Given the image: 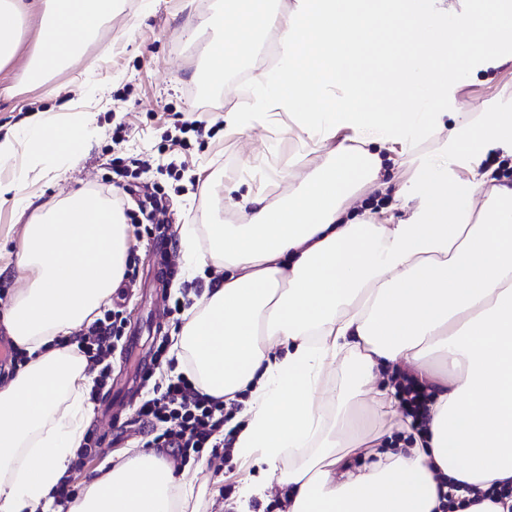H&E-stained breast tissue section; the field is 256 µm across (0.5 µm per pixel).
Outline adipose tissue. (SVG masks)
I'll use <instances>...</instances> for the list:
<instances>
[{"label":"adipose tissue","mask_w":512,"mask_h":512,"mask_svg":"<svg viewBox=\"0 0 512 512\" xmlns=\"http://www.w3.org/2000/svg\"><path fill=\"white\" fill-rule=\"evenodd\" d=\"M116 0H0V69L23 43L20 20L42 14L24 69L27 85L58 95L56 73L110 22ZM280 26L279 65L252 83L257 108L285 112L328 150L278 203L227 196L239 221L186 226L187 270L217 279L185 314L178 358L200 389L248 391L235 435L238 460L270 481L242 479L235 512L278 485L286 512H512V180L484 168L486 147L512 159V101L446 127L469 78L512 62V0H294L275 22L272 0H224L211 85L226 61L248 57ZM378 96L389 105L369 103ZM63 120L37 112L0 137V199L73 162L91 126L79 103ZM435 153L418 156L426 141ZM380 144L417 155L391 185ZM390 207L352 212L360 190ZM130 238L112 199L75 191L31 212L15 262L28 283L0 313L24 368L0 385V512H57L52 490L91 417V377L66 344L109 304L124 279ZM413 373L433 395L425 434L402 417L386 374ZM399 448H382L392 431ZM360 457L351 465V457ZM187 473L152 449L85 479L68 512H199Z\"/></svg>","instance_id":"obj_1"}]
</instances>
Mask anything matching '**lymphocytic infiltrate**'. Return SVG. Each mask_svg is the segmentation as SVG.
<instances>
[{
    "mask_svg": "<svg viewBox=\"0 0 512 512\" xmlns=\"http://www.w3.org/2000/svg\"><path fill=\"white\" fill-rule=\"evenodd\" d=\"M120 331L119 316L113 313L79 334L78 348L94 375L90 401H98L106 392L110 358ZM237 409L236 402L201 393L183 373L155 382L135 410L143 434L141 444L163 450L184 465L209 452L231 450L234 438L225 433L224 424Z\"/></svg>",
    "mask_w": 512,
    "mask_h": 512,
    "instance_id": "1",
    "label": "lymphocytic infiltrate"
}]
</instances>
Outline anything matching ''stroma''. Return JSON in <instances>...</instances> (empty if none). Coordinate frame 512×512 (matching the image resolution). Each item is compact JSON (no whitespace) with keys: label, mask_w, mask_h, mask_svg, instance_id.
<instances>
[{"label":"stroma","mask_w":512,"mask_h":512,"mask_svg":"<svg viewBox=\"0 0 512 512\" xmlns=\"http://www.w3.org/2000/svg\"><path fill=\"white\" fill-rule=\"evenodd\" d=\"M217 7L218 0H120L111 24L56 74L54 83L61 91L56 99L25 88L23 58L0 70V87L16 89L11 98H0V134L31 110L61 115L67 100L81 101L94 115V133L81 155L23 186L31 209L50 207L88 188L115 199L130 226L128 270L136 279L124 282L112 297L110 308L121 311L124 327L112 351V386L93 408L92 429H104L101 415L107 409L118 422L132 418L140 394L127 391L123 383L151 366L153 343L171 338L175 318L166 309L184 287L182 281L161 276L160 249L139 223L134 198L112 183L113 159L148 160L132 180L161 189L167 208L155 219L169 224L177 242L186 225L202 223L209 211L219 212L225 223H238L237 211L224 201L225 187L238 185L243 195L260 191L273 202L295 174L313 170L326 158L325 151L315 150L291 127L285 113L272 110L267 118L251 119L240 128L226 124L225 114L248 111L250 100L243 93L244 82L231 74L223 88L204 86L211 34L202 23ZM500 96L512 97L508 66L462 88L460 120L475 118ZM184 121L201 122V133H181ZM117 131L124 136L118 144L112 140ZM24 222L12 198L0 200V262L7 265L0 273V310L27 281L26 271L14 262ZM187 469L203 486V512H224L222 490L238 487L239 461L230 458L217 468L204 457Z\"/></svg>","instance_id":"obj_1"}]
</instances>
